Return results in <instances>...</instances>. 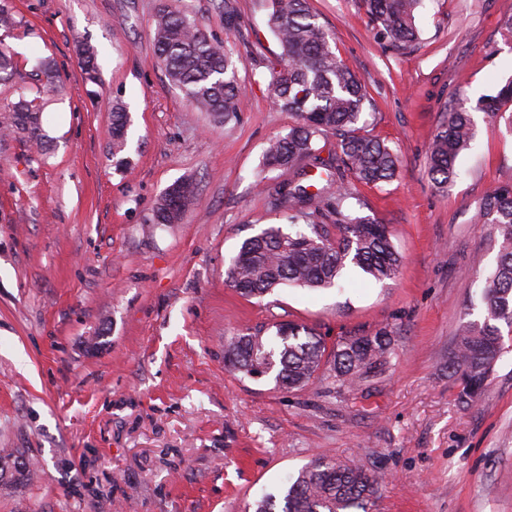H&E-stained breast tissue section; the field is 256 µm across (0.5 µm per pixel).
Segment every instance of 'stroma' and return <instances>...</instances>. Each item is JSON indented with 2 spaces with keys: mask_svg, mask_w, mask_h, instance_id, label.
I'll use <instances>...</instances> for the list:
<instances>
[{
  "mask_svg": "<svg viewBox=\"0 0 512 512\" xmlns=\"http://www.w3.org/2000/svg\"><path fill=\"white\" fill-rule=\"evenodd\" d=\"M177 0H12L0 48L19 74L61 77L44 93L46 153L0 133V449L34 475L0 489V512H247L312 460L381 476L369 512H512V333L480 396L448 372L460 326L478 320L500 239L482 216L512 185V131L474 115L461 172L435 190L426 161L458 101L474 107L512 76V0H424L419 39L399 49L355 0H310L337 55L368 91L362 134L397 152V175L348 180L353 214L386 224L396 279L345 269L337 288L283 286L245 298L226 282L242 242L285 220L262 157L294 117L269 90L281 48L269 0H237L229 32L211 0H187L235 48V119L191 111L159 66L154 16ZM91 46L88 80L79 44ZM133 120L112 161V105ZM196 183L179 224H154L174 182ZM295 322L327 347L387 332L381 370L349 387L322 369L303 388L224 368L236 333Z\"/></svg>",
  "mask_w": 512,
  "mask_h": 512,
  "instance_id": "obj_1",
  "label": "stroma"
}]
</instances>
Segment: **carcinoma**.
Here are the masks:
<instances>
[{"label": "carcinoma", "mask_w": 512, "mask_h": 512, "mask_svg": "<svg viewBox=\"0 0 512 512\" xmlns=\"http://www.w3.org/2000/svg\"><path fill=\"white\" fill-rule=\"evenodd\" d=\"M268 24L281 53L272 67L270 90L279 107L295 115L297 123L286 136L269 144L264 165L291 171L305 163L319 170L323 185L315 192L293 179L267 183L270 203L288 215V222H304L307 229L284 231L269 226L245 239L226 270L229 286L247 298H263L282 286L312 290L338 285L342 271L357 267L383 282L399 273L401 256L387 227L344 210L351 176L366 185L392 179L399 168L398 156L383 141L359 133L357 124L367 101V90L357 75L336 55L330 34L312 13L309 0H270ZM382 34L396 48L418 39L415 11L421 0H359ZM213 8L224 16V28L238 24L236 0H215ZM154 47L160 67L187 98L192 108L217 120L230 121L239 112L244 86L239 81L230 42H218L203 31L185 10L168 5L156 14ZM16 64L0 50V82L11 80ZM512 78L495 94L478 100L475 109L504 120L512 130ZM3 124L16 136L37 146L45 141L43 110L20 96ZM131 116L125 105L112 109V156L127 147ZM334 135L336 160L325 161L316 139ZM475 136L472 113L459 104L435 137L428 156V175L433 186L443 188L458 175V162ZM197 192L191 180L169 186L152 210L154 224H177ZM334 202L339 235L329 237L321 203ZM484 214L497 226L500 248L494 271L481 292L483 319L463 326L448 368L460 375L465 387L463 402L481 391L503 354L500 323L512 327V186L495 189L484 203ZM391 348V337L350 336L336 342L331 353L321 336L293 322L276 325L273 336L263 329L239 333L224 345V366L257 379L273 375L276 385L299 389L330 364L336 384H350L382 364ZM32 477L25 455L18 448L0 450V483H21ZM379 487V478L368 470L339 460L316 459L303 467L280 494L256 499L253 512H368Z\"/></svg>", "instance_id": "cac0c4a2"}]
</instances>
